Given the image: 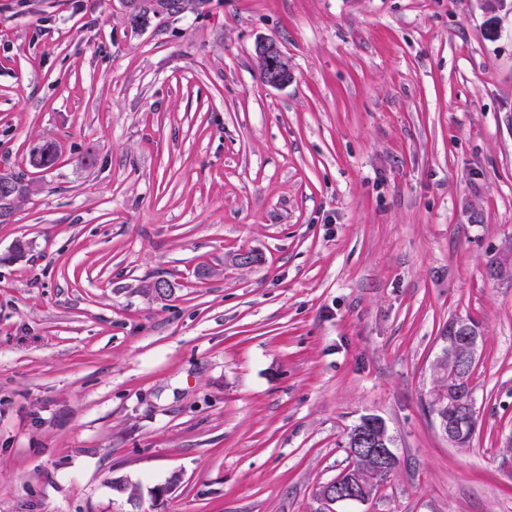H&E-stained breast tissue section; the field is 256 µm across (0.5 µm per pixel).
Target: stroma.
Masks as SVG:
<instances>
[{"label": "stroma", "mask_w": 512, "mask_h": 512, "mask_svg": "<svg viewBox=\"0 0 512 512\" xmlns=\"http://www.w3.org/2000/svg\"><path fill=\"white\" fill-rule=\"evenodd\" d=\"M485 22L210 0L135 31L120 0H0V169L35 186L0 224V512H323L368 413L399 464L336 512H512V278L484 273L512 247V13ZM455 318L466 448L429 409ZM260 58L266 68V83L280 86L288 82V60L274 41H262L258 47ZM59 159L60 155L56 143L48 140L35 143L28 153V165L40 170L53 168Z\"/></svg>", "instance_id": "stroma-1"}]
</instances>
